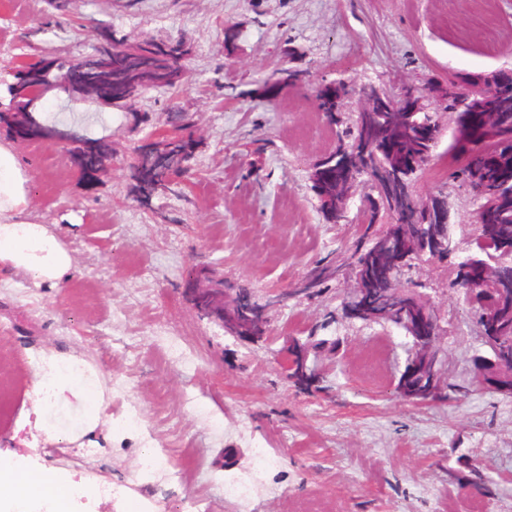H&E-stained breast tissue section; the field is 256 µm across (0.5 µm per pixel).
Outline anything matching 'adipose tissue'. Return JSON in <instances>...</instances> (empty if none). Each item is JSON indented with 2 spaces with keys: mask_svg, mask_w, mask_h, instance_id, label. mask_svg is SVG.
<instances>
[{
  "mask_svg": "<svg viewBox=\"0 0 512 512\" xmlns=\"http://www.w3.org/2000/svg\"><path fill=\"white\" fill-rule=\"evenodd\" d=\"M29 176L10 146L0 144V266L28 274L35 286L59 285L73 270V256L45 224L31 221ZM31 407L24 417L55 442L73 443L95 433L104 405L98 367L73 354L42 351L30 358ZM82 490L67 478L0 470V496L9 512H32L47 498L63 507Z\"/></svg>",
  "mask_w": 512,
  "mask_h": 512,
  "instance_id": "1",
  "label": "adipose tissue"
}]
</instances>
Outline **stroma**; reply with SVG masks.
Here are the masks:
<instances>
[{
  "label": "stroma",
  "instance_id": "1",
  "mask_svg": "<svg viewBox=\"0 0 512 512\" xmlns=\"http://www.w3.org/2000/svg\"><path fill=\"white\" fill-rule=\"evenodd\" d=\"M497 18L495 44L473 40L482 14ZM108 26L128 46L182 41L187 76L180 88L148 89L111 108L91 98L47 94L38 118L106 141L112 160L87 186L55 143L21 140L0 128L28 171L33 221L50 225L74 258L73 277L33 287L0 268V380L14 394L0 422V467L62 473L82 485L69 512H237L225 484L258 468L255 449L276 464L253 494L251 512H512V397L490 390L416 403L396 385L410 340L391 324L348 317L354 279L336 277L321 293H297L317 263L351 254L364 232L355 182L329 223L311 174L336 149V131L353 126L348 96L330 123L318 89L344 80L394 95L411 86L441 92L512 72V0H9L0 14V105H9L12 57L64 63L93 52ZM237 39L224 43L225 27ZM301 82L267 96L280 68ZM175 112L189 113L199 142L181 193L135 199L132 157ZM422 199L444 195L448 259L406 272L410 290L439 313L433 344L453 380L470 381L488 349L451 283L473 256L477 203L469 188L437 170L418 179ZM294 211L282 219L280 202ZM256 296L286 293L267 311V333L248 343L200 317L184 283L199 266ZM327 340L315 359L319 383L297 384L283 368V339ZM339 348H331V341ZM71 353L100 369L111 400L100 415L98 447L54 444L21 432L28 406L29 357ZM136 416L123 433L111 425ZM161 471L144 474L145 452ZM475 466L478 483L448 472ZM279 492L267 494L266 484Z\"/></svg>",
  "mask_w": 512,
  "mask_h": 512
}]
</instances>
